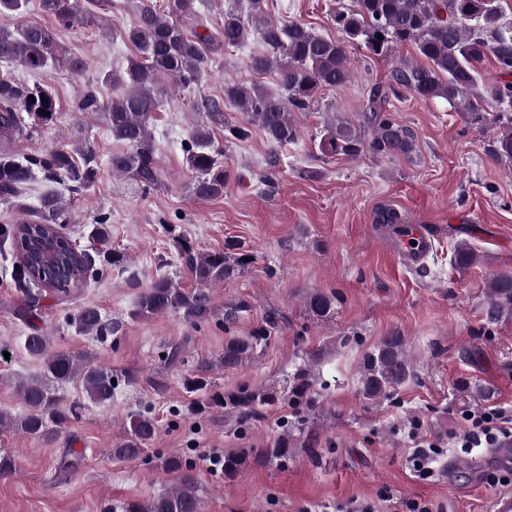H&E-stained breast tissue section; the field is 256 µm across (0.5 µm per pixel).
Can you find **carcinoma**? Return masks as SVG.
Instances as JSON below:
<instances>
[{"label": "carcinoma", "instance_id": "obj_1", "mask_svg": "<svg viewBox=\"0 0 512 512\" xmlns=\"http://www.w3.org/2000/svg\"><path fill=\"white\" fill-rule=\"evenodd\" d=\"M27 4L28 0H0V18L22 14ZM102 5L103 0H85L83 8L79 0H39L41 10L65 27L95 19ZM194 10V0H166L162 10L144 3L135 23L124 32L137 54L128 59L126 67L102 78L118 93L105 103L87 91L77 103L80 112L107 114L112 135L127 145V151L109 159L112 173L127 175L144 189L160 182L152 121L160 105L161 78L169 77L175 87L189 90L211 68L213 55L242 46L251 35L264 44L265 52L250 56L248 68L256 74L274 75L279 92L271 94L258 84H227L224 97L193 103V110L203 114L206 122L196 125L183 151L187 166L195 173L192 191L199 199L221 196L229 177L224 169V145L214 140L211 126L221 128L226 142L240 139L247 132L226 117L224 104L232 105L246 123L257 124L272 146L293 143L301 135L294 113L310 111L321 91L351 81L353 71L346 50L349 44H361L380 57H388L408 44L416 57L398 60L390 82L371 87L357 123L340 117L325 122L319 142L321 154L355 156L367 150L374 155L410 156L415 151L414 137L390 110V100L407 92L422 101L443 99L474 122L491 119L498 128L487 152L500 163L512 164V22L505 20L501 0H354L351 7L333 17L341 33L339 39L319 35L301 22L271 19L268 0H247L242 9L228 8L220 24L204 34L189 33L183 26V19L192 16ZM63 59L54 29L41 25H22L13 30L0 27L1 62L44 73ZM487 60L496 70V80L491 83L482 79V66ZM42 109L49 115L40 114ZM55 112L56 100L48 84H20L0 78V140L24 133V115L49 122ZM83 160V166H78L74 153L65 148L25 161L0 154V200L22 206L21 198L37 169L80 186L88 185L97 170L91 154H85ZM64 221L62 198L48 193L41 196L32 218L0 225V239L10 242L14 249L25 243L33 246L41 239L65 269L61 277L43 287L36 259L27 255L19 262L17 282L30 314L39 309L43 293L48 291L64 300L97 273L90 253L74 249L71 239L52 229ZM181 258L198 288L189 291L160 277L140 293L133 316L150 318L178 312L190 321H202L210 314L206 288L238 275L248 265L246 255L233 251L231 246L199 253L185 244ZM476 261L477 254L468 243L453 245L456 268H468ZM306 306L314 315L326 317L334 311L335 297L316 292L307 297ZM486 312L491 321L512 314V274L500 273L488 281ZM70 323L77 332L100 338L114 331L93 307L78 310ZM267 339L265 330L229 337L217 365L224 369L244 366ZM25 349L41 364V373L19 384L26 412L19 416L0 413V429L53 440L71 415V410L60 404L56 387L74 380L82 383L91 403L112 404L118 380L108 366L80 353L54 352L39 333L26 337ZM315 362V356H310L294 373L285 392L240 386L212 396L210 404L222 406L241 419L286 401L311 406L320 380ZM411 368L405 338L384 337L363 358V398L373 403L389 399L396 387L409 379ZM127 419L128 439L110 449L112 456L121 460L137 458L142 445L157 432L155 420L145 412L130 413ZM296 451L295 440L286 432L268 448L229 449L224 451V474L234 475L251 461L286 459ZM168 468L178 473L175 488L145 501L129 502L124 512H199V486L192 468L183 465L177 456L170 458Z\"/></svg>", "mask_w": 512, "mask_h": 512}]
</instances>
